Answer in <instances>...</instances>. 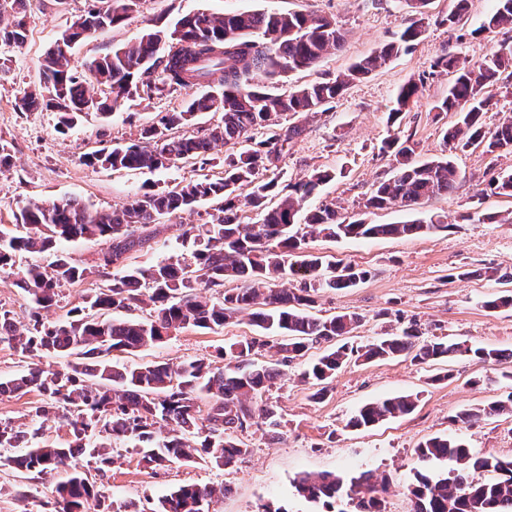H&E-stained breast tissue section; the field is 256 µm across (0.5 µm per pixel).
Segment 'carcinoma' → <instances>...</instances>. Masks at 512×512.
<instances>
[{"label": "carcinoma", "mask_w": 512, "mask_h": 512, "mask_svg": "<svg viewBox=\"0 0 512 512\" xmlns=\"http://www.w3.org/2000/svg\"><path fill=\"white\" fill-rule=\"evenodd\" d=\"M122 2L97 0L98 10L89 26L68 27L69 41L75 43L125 20ZM13 5L14 19L0 26V40L20 47L27 37L26 0H13ZM506 26L512 27V0H495L478 31L493 32ZM421 34L414 21L398 42L353 63L345 78L279 93L255 82V76L262 73L271 81L281 74L314 67L344 42V33L335 21L314 13L197 12L181 17L171 28L149 30L137 43L115 46L92 59L87 63L89 81L73 72L70 55L53 46L42 61L43 91L24 93L16 99V107L25 112L40 108L57 113L63 133L75 126L86 105L95 99L104 110L102 116L108 118L118 100L134 97L141 85L176 92L218 82L220 98L207 92L179 110L161 113L157 123L144 130L145 144L116 145L88 157L90 164L112 170H157L203 156L219 141L235 146L243 139L251 140L255 131L277 125L287 113L306 117L326 111L348 82L409 49ZM510 66L512 43L505 42L473 64L454 55L438 57L435 67L450 72L452 81L437 109L458 116L443 136L449 153L418 163L412 159L415 144L410 138L391 137L387 147L394 150L396 172L374 188L365 207L411 206L446 195L458 180L456 153L471 147H480L489 155L511 149L512 119L493 128L483 120L493 106L485 89ZM96 84L108 88L109 95L97 97ZM419 92L415 82L400 88L398 108L389 113L391 122H397ZM201 112L222 113L220 123L202 137L172 135ZM302 132V126L295 124L252 148L226 154L224 177L216 180L140 191L110 212L92 210L76 198L48 206L30 203L20 210L16 223L0 224V272L16 277V285L31 303L26 326L19 327L0 313V343L24 357L67 360L60 370L36 366L0 378V397L20 398L31 392L40 396L30 408V423L16 426L0 420V448L15 450L0 457V463L39 475L68 468L67 479L55 487L53 512H112V504L88 481L84 465L92 463L96 471L106 473L120 445L139 449L141 460L151 470L211 462L229 467L248 452L237 432L255 424L265 426L271 438L279 437V407L263 400L277 371L252 360L267 346L259 337L219 351L222 368L213 366L208 358L121 367L112 362L114 352L130 353L155 345L188 327L222 328L246 314L258 333L276 331L282 336L278 353L284 365L304 357L317 343L327 344L302 374L304 382L316 387L313 398L319 400L329 392L328 380L353 358L373 361L410 354L420 363L446 362L456 356L482 362L512 360L508 349L472 348L445 338L421 341L411 326L364 345L340 343L338 338L357 329L360 315L317 317L310 313L314 295L320 290L353 288L370 272L351 264L336 272L335 261L307 251V237H405L448 230L452 225L439 214L402 224L348 222L329 205L300 214V201L329 182L332 173L315 170L284 189L276 179L264 178V173ZM487 187L493 194L512 195V171L492 175ZM242 195L257 220H241ZM201 201L213 204L210 220L179 225V237L192 242L189 251L146 267L127 268L129 254L149 241L145 234L149 225L178 211H191ZM75 240L104 242L99 273L107 277L115 268L123 274L110 275L112 280L95 291L86 305L70 309L66 320L49 322L43 312L57 304L59 288L85 279L86 269L64 255L46 268L17 269L15 257L57 251L61 243ZM285 273L298 277L300 287L289 292L270 287ZM227 282L239 286L227 288ZM145 308L150 309L148 316L133 315ZM416 401L408 394L366 403L348 426L369 428L406 415ZM62 412L71 415L72 440H43L44 427ZM502 415L512 417V392L482 408L459 413L455 421L474 424ZM415 454L421 461H445L451 468L435 477L418 475L417 484L410 488L413 512H512V458L475 457L464 443L448 436L427 439L415 448ZM85 455L88 459L83 465L79 458ZM469 470L491 471L494 477L470 480L464 475ZM295 488L308 500L325 502L330 512H349L333 510L338 500L353 506L354 512H384L381 494L386 486L370 471L348 481L333 473L306 475ZM216 493L212 487L183 485L159 499L154 512H212Z\"/></svg>", "instance_id": "obj_1"}]
</instances>
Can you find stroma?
I'll return each mask as SVG.
<instances>
[{
  "instance_id": "stroma-1",
  "label": "stroma",
  "mask_w": 512,
  "mask_h": 512,
  "mask_svg": "<svg viewBox=\"0 0 512 512\" xmlns=\"http://www.w3.org/2000/svg\"><path fill=\"white\" fill-rule=\"evenodd\" d=\"M93 0H27V39L23 47L0 41V146L12 156L9 169L0 172V224H11L30 202L50 204L64 196L82 199L96 210L121 207L140 189H163L202 177L224 175V146L207 154L203 165L177 163L155 171H113L87 163L96 150L139 141L144 128L162 112L181 109L202 87L176 92L153 91L125 101L109 118L90 113L75 127L61 133L57 116L46 110L22 112L16 97L42 85L40 69L45 52L83 14ZM451 0H429L416 12L405 0H140L136 12L120 25L97 30L76 45L70 64L83 70L86 62L117 45L136 42L152 27L170 25L197 12L316 13L336 21L347 34L344 46L325 55L314 68L281 77L279 90L343 75L352 63L397 40L413 21L423 20L424 32L413 47L398 53L383 67L351 83L328 110L305 119L286 115L280 127L302 124L304 131L271 169L279 185L298 182L313 170L332 172L331 181L317 196L303 201V209L322 204L336 207L340 217L375 224H393L439 213L447 216L450 230L399 239H336L313 237L311 251L333 256L338 262L369 270L368 279L353 288L319 292L314 314L328 317L355 312L362 323L354 341L364 344L416 324L422 339L447 337L472 346L512 349V310L485 308L502 284L486 278L487 269L512 272V196L485 193L494 171L512 170V153L488 155L481 149L457 153L460 178L446 195L404 207L365 209L374 185L393 177L395 160L383 149L391 135L388 115L399 89L416 82L421 93L398 119L402 136L415 144L416 161L445 154L442 132L456 120L455 113L438 111L447 95L451 76L434 68L435 58L452 54L480 61L502 42L512 43V28L491 33L479 27L494 7V0H469L468 11L449 25ZM210 204L182 211L156 223L149 247L132 253L130 266H141L181 254L179 225L202 224ZM484 213L503 216L500 224L481 222ZM103 248L99 241L67 244L66 252L87 268L85 280L65 286L48 320L65 319L104 282L96 271ZM248 317L221 329L186 328L164 342L122 355L127 365L152 362L178 363L215 354L216 350L255 335ZM302 362L282 368L264 398L282 414L281 436L271 438L261 427L250 426L239 438L248 454L231 467L214 464L179 465L152 471L140 454L118 457L107 475L89 471L91 484L104 492L113 508L135 504L138 512H152L158 499L184 484L220 489L216 512H256L258 504L273 512H325L322 504L297 494L294 479L332 472L351 476L370 470L384 479L385 512H411L408 487L417 474L434 475L443 463L419 461L417 445L436 436L461 437L479 456L512 458V418H488L468 425L457 422L463 410L485 405L512 391L505 365L458 357L445 364L418 363L398 356L372 362H352L339 370L326 399L311 397L303 382ZM449 371L450 379L435 381ZM413 394L417 406L408 415L370 428L352 429L348 420L364 403ZM65 472L45 476L0 466V512H48L55 486Z\"/></svg>"
}]
</instances>
